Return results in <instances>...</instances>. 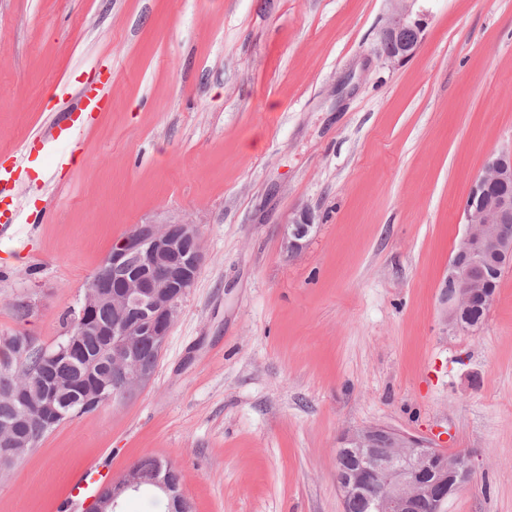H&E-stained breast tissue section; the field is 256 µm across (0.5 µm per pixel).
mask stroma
<instances>
[{"instance_id":"obj_1","label":"stroma","mask_w":512,"mask_h":512,"mask_svg":"<svg viewBox=\"0 0 512 512\" xmlns=\"http://www.w3.org/2000/svg\"><path fill=\"white\" fill-rule=\"evenodd\" d=\"M415 7L398 64L390 0H0V161L33 157L6 187L0 347L59 341L138 225L193 221L205 252L153 378L0 470V512H79L81 466L148 455L193 512H344L336 439L371 424L468 453L445 512H512V270L475 331L441 304L469 189L512 149V0ZM96 87L89 125L39 141ZM399 5L388 17L382 32L381 46L384 56L402 63L417 53L427 27L424 14L414 13L412 5L417 0H393ZM315 217L308 209L295 213L287 229V250L289 256H295L302 248L301 240L306 238L313 228Z\"/></svg>"}]
</instances>
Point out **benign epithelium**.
Masks as SVG:
<instances>
[{
	"mask_svg": "<svg viewBox=\"0 0 512 512\" xmlns=\"http://www.w3.org/2000/svg\"><path fill=\"white\" fill-rule=\"evenodd\" d=\"M396 2L381 46L388 60L402 63L417 53L427 21L413 12L416 0ZM511 185L512 152L502 153L488 159L464 203L465 231L448 264L441 295L444 319L456 329H474L465 323L468 312L478 302L490 304L502 274L512 268V194L501 192ZM314 220L308 209L295 213L286 236L289 256L299 253ZM204 261L201 233L192 221L151 224L147 236L129 232L114 244L96 285L85 290L81 303L84 315L102 308L110 313L112 368L103 372L97 396L110 390L126 399L149 382L154 368L128 359L127 339L148 336L155 351L161 352L176 306L194 285ZM17 399L30 406L32 421L43 427L63 415V409L42 392ZM29 447L30 436H18L0 448V459L13 460ZM336 447L352 451L357 460L351 468L336 465L343 501L365 495L370 512H444L448 496L469 475L466 452L444 455L430 442L386 426L347 430ZM142 483L176 495L168 474L154 470L147 478L113 482L112 493L98 496L93 512H116L118 496L140 490Z\"/></svg>",
	"mask_w": 512,
	"mask_h": 512,
	"instance_id": "7a95c632",
	"label": "benign epithelium"
}]
</instances>
